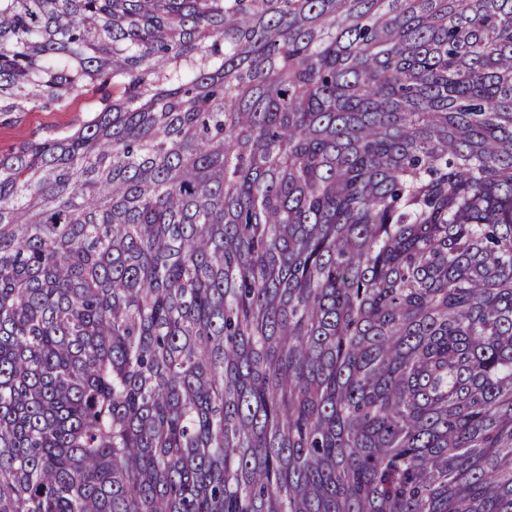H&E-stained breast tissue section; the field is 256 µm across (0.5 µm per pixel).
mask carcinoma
<instances>
[{
	"instance_id": "obj_1",
	"label": "carcinoma",
	"mask_w": 512,
	"mask_h": 512,
	"mask_svg": "<svg viewBox=\"0 0 512 512\" xmlns=\"http://www.w3.org/2000/svg\"><path fill=\"white\" fill-rule=\"evenodd\" d=\"M0 512H512V0H0ZM83 98H76L64 112H42L28 106L25 112H13L0 119V152H7L19 143L42 136L52 127L77 125L89 115Z\"/></svg>"
}]
</instances>
